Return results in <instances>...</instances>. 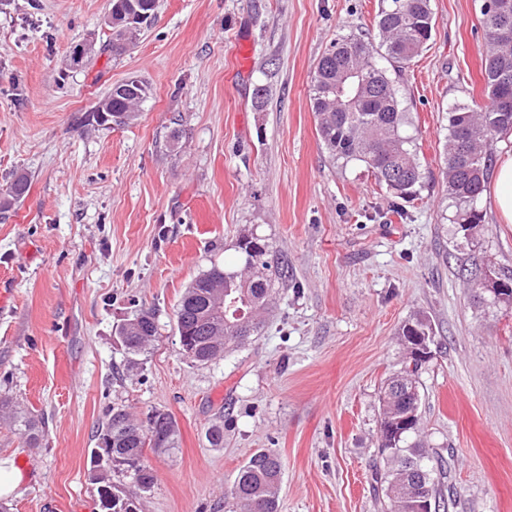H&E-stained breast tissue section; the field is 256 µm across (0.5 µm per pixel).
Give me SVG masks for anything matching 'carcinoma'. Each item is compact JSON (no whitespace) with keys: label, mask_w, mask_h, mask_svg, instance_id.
<instances>
[{"label":"carcinoma","mask_w":512,"mask_h":512,"mask_svg":"<svg viewBox=\"0 0 512 512\" xmlns=\"http://www.w3.org/2000/svg\"><path fill=\"white\" fill-rule=\"evenodd\" d=\"M432 0H379L375 15L376 37L355 35L337 38L319 59L312 80L310 102L318 134L330 161L340 168L359 163L394 198L419 199L424 173L417 158L415 138L408 133L409 113L401 108L399 83L413 60L428 45L436 19ZM481 25L488 46L482 73L488 102L458 104L448 113L444 144V180L448 198L456 208V232L467 226L472 240L484 231V216L478 207L491 167L494 143L512 128V109L496 111L497 100L512 102V0H488ZM112 53L135 46L144 28L132 25L119 11H112ZM143 81H125L112 86V101L100 99L85 112L84 123L101 126L110 122L126 126L138 118L139 107L149 97ZM28 180L16 177L0 197V209L22 198ZM244 256L243 269L213 267L195 277L185 288L174 310L178 335L202 353L206 363L221 355L216 347L232 349L258 335L263 317L274 306L275 283L283 279L284 267L270 257L268 244L254 235L237 243ZM157 333L154 313L141 310L116 327L126 353L139 354ZM429 317L415 313L400 328L402 347L412 336H432ZM423 361L413 358L387 380L380 394L379 454L387 463L380 475L389 500L387 512H418L422 500L431 512H447L453 490L443 493V480L450 477L454 454L432 460L405 418L411 401L404 399L398 382L419 389ZM8 411L10 429L27 446L42 444V421L0 396V411ZM97 448L90 464L99 483L101 512H139L137 497L112 491V474L129 477L146 491L154 485L146 451L169 454L179 447V428L168 412L154 410L136 425L123 409L112 408L98 428ZM436 465H431V462ZM282 464L273 452H254L238 470L231 496L237 512H279Z\"/></svg>","instance_id":"cac0c4a2"}]
</instances>
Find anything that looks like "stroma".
I'll return each mask as SVG.
<instances>
[{
  "mask_svg": "<svg viewBox=\"0 0 512 512\" xmlns=\"http://www.w3.org/2000/svg\"><path fill=\"white\" fill-rule=\"evenodd\" d=\"M110 3L0 0V190L29 184L0 211V393L45 419L39 448L0 424V460L31 462L10 512H98L90 455L110 407L179 426L173 455L147 456L151 489L112 479L140 512H232L262 448L283 464L280 512H381L379 391L417 310L435 329L419 439L454 456L449 512H512V305L466 288L487 263L512 270V224L483 192L487 230L466 242L442 177L449 109L485 96V0H432V39L400 86L425 186L399 214L363 167L330 163L310 103L322 53L375 36L378 0H158L119 57ZM83 43L94 53L73 67ZM132 77L150 88L133 124H82ZM247 232L288 266L275 309L258 338L194 362L174 309L199 274L241 267ZM142 309L157 334L132 367L114 330Z\"/></svg>",
  "mask_w": 512,
  "mask_h": 512,
  "instance_id": "35a3bbf8",
  "label": "stroma"
}]
</instances>
